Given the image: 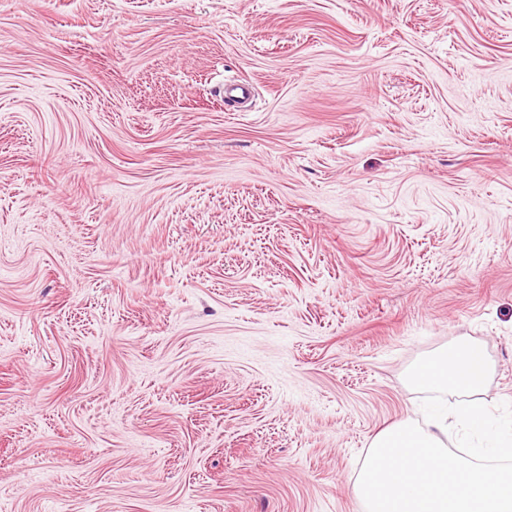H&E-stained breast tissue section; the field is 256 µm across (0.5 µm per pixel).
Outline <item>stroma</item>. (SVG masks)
Listing matches in <instances>:
<instances>
[{"mask_svg":"<svg viewBox=\"0 0 512 512\" xmlns=\"http://www.w3.org/2000/svg\"><path fill=\"white\" fill-rule=\"evenodd\" d=\"M463 336L512 405V0H0V512H364Z\"/></svg>","mask_w":512,"mask_h":512,"instance_id":"35a3bbf8","label":"stroma"}]
</instances>
